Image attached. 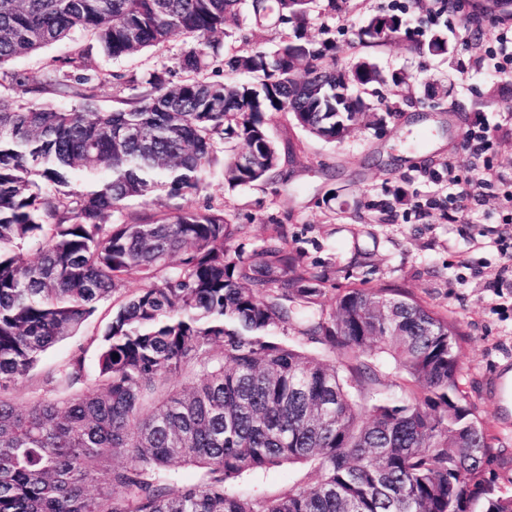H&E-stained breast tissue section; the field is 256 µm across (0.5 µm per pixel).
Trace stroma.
<instances>
[{
    "label": "stroma",
    "mask_w": 512,
    "mask_h": 512,
    "mask_svg": "<svg viewBox=\"0 0 512 512\" xmlns=\"http://www.w3.org/2000/svg\"><path fill=\"white\" fill-rule=\"evenodd\" d=\"M417 0H336L335 11L317 5L307 29L317 39L330 38L336 52L329 63L347 69L361 47L355 33L370 17L403 10L417 19ZM456 10L443 11L437 25L420 27L419 40L442 34L448 54L433 57L416 52L413 39L402 37L370 49L384 75L405 73L407 88L387 83L374 88L373 101L392 113L379 124L358 128L343 143H327L280 114L268 120V134L283 152V181L235 189L224 184L221 165H214L205 189L171 197L155 193L149 201L134 200L131 212L223 208L240 225L237 242L244 251L263 246L277 225L288 232V247L306 268L325 273L320 306L331 309L337 288L399 286L439 313L456 320L464 336L460 383L492 438L495 456L491 479L512 492V410L504 405L503 373L512 369V285L494 287L504 261L499 245L504 212L501 199L512 192V77L494 78L476 65L477 57L494 45L497 35L512 29V11L479 17L475 0H460ZM88 33H76L43 50L20 57L8 66L22 74L24 86L0 79V97L28 98L55 106H74V99L46 86L44 80L66 57L87 49ZM190 38L173 35L160 46L114 60L90 52L88 72L110 74V81L92 82L87 93L103 109L125 107L135 89L129 79L146 80L156 71L173 68L189 48ZM124 83H117L116 75ZM448 87L443 99H428L427 83ZM497 129L495 163L504 174L483 196L466 203L456 223L440 210L422 213L428 199L448 200L444 165L455 161L468 176L462 143L476 118ZM115 298L101 301L82 335L47 349L36 369L19 379L11 396L27 407L42 391L43 371L83 351L94 365Z\"/></svg>",
    "instance_id": "1"
}]
</instances>
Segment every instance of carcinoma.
I'll list each match as a JSON object with an SVG mask.
<instances>
[{
  "label": "carcinoma",
  "instance_id": "obj_1",
  "mask_svg": "<svg viewBox=\"0 0 512 512\" xmlns=\"http://www.w3.org/2000/svg\"><path fill=\"white\" fill-rule=\"evenodd\" d=\"M250 2L258 26L282 27L273 51L224 50L252 84L200 78L213 35ZM315 0H0V66L76 32L114 59L196 39L173 83L155 72L131 107L103 110L75 78L47 83L69 110L0 98V512H512L487 476L489 434L460 384L456 321L401 288L337 289L317 308L323 274L300 265L283 231L249 254L224 211L124 213L126 202L206 185L216 145L230 188L281 178L267 116L341 142L377 122L351 92L385 82L357 57L305 32ZM371 17L363 47L409 34ZM417 49L448 53L438 35ZM343 99L336 101V92ZM39 246L28 263L21 247ZM94 369L83 353L48 371L28 407L10 390L42 353L78 335L97 303L127 287ZM296 464L318 475L271 495L233 491L245 474ZM181 466L197 482L179 487ZM104 473V483L98 475Z\"/></svg>",
  "mask_w": 512,
  "mask_h": 512
}]
</instances>
